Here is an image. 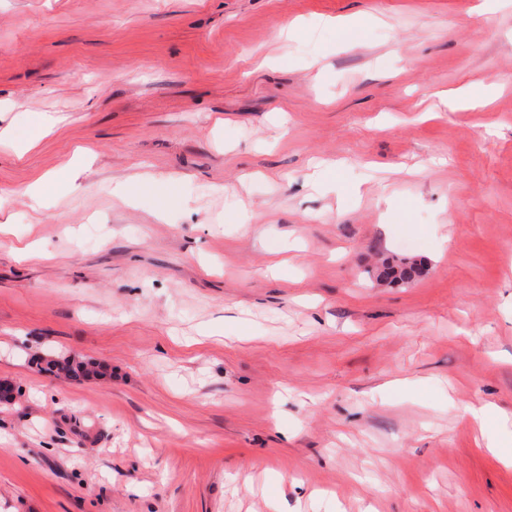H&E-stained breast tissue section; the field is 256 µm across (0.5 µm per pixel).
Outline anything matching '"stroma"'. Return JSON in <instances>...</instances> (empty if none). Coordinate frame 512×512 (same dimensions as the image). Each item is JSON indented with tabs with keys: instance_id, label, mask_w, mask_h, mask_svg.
Instances as JSON below:
<instances>
[{
	"instance_id": "35a3bbf8",
	"label": "stroma",
	"mask_w": 512,
	"mask_h": 512,
	"mask_svg": "<svg viewBox=\"0 0 512 512\" xmlns=\"http://www.w3.org/2000/svg\"><path fill=\"white\" fill-rule=\"evenodd\" d=\"M481 3L0 0V102L47 128L16 156L0 112V512H512V0ZM442 103L449 111H454L461 106L478 109L484 106L482 97L474 96L468 89L447 92L441 95ZM139 181V182H138ZM156 181H171L170 177L146 175L135 182H118L112 188V193L126 198H135L134 191L140 192L143 188L154 186ZM135 183V184H134Z\"/></svg>"
}]
</instances>
